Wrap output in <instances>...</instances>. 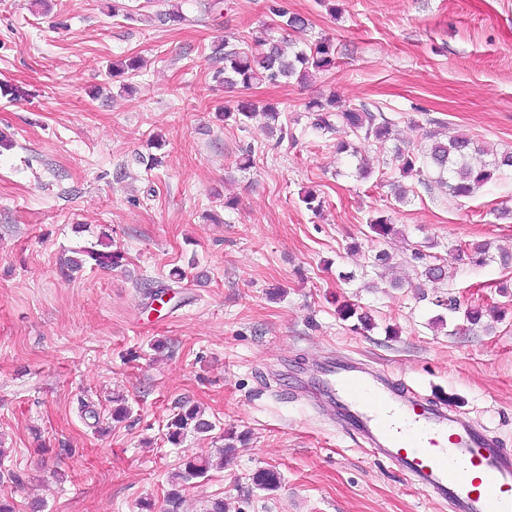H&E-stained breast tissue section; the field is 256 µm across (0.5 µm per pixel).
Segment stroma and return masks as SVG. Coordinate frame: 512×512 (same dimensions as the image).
I'll list each match as a JSON object with an SVG mask.
<instances>
[{
    "label": "stroma",
    "instance_id": "obj_1",
    "mask_svg": "<svg viewBox=\"0 0 512 512\" xmlns=\"http://www.w3.org/2000/svg\"><path fill=\"white\" fill-rule=\"evenodd\" d=\"M175 1L184 21L160 23ZM122 2L134 18L112 0H0V496L17 512L35 499L43 512H138L145 499L163 512L186 456L215 455L233 430L248 444L187 485L181 512L216 498L229 512H447L364 446L318 381L359 361L512 448V265L458 249L512 253V171L471 198L408 178L399 200L390 151L339 121L314 132L305 105L368 109L417 154L433 132L512 151V0ZM278 7L307 18L298 43L331 40L335 66L224 86L211 45L250 49ZM133 57L140 71L113 72ZM242 98L277 104L287 138L260 115L218 119ZM378 215L395 235L375 237ZM103 233L124 265L64 275L61 257ZM425 260L446 279L418 281ZM182 401L215 428L176 447L166 425ZM263 469L278 471L275 491L254 486Z\"/></svg>",
    "mask_w": 512,
    "mask_h": 512
}]
</instances>
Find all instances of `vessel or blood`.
<instances>
[{
    "label": "vessel or blood",
    "mask_w": 512,
    "mask_h": 512,
    "mask_svg": "<svg viewBox=\"0 0 512 512\" xmlns=\"http://www.w3.org/2000/svg\"><path fill=\"white\" fill-rule=\"evenodd\" d=\"M330 397L350 411L362 441L450 512H512V450L453 411L428 405L354 362L330 370Z\"/></svg>",
    "instance_id": "1"
}]
</instances>
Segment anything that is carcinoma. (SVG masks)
I'll list each match as a JSON object with an SVG mask.
<instances>
[{"mask_svg": "<svg viewBox=\"0 0 512 512\" xmlns=\"http://www.w3.org/2000/svg\"><path fill=\"white\" fill-rule=\"evenodd\" d=\"M276 16L281 18L278 27L283 30L300 33L306 29L307 20L300 15L278 10ZM211 58L224 63V67L218 71V74L224 75V83L248 89L257 82L276 84L294 76L303 82L314 73L331 67L333 50L331 43L326 40L316 42L307 50H289L283 41L267 33L255 39L254 48L249 51H240L224 43L215 44L211 47ZM306 108L313 115L312 126L318 130L331 129L329 117L334 115L357 137L371 138L381 145L391 140L388 121H377V116L366 109H339L332 96L312 100ZM254 111V103L242 99L233 109L224 110V117L235 114L241 121L250 118ZM392 152L399 177L417 176L422 179L426 172L434 170L438 174L437 183L447 187L452 196L460 198L474 196L492 182L497 173L512 168V152L494 151L478 144L465 133H457L446 140L435 138L421 155L406 151L398 143ZM369 228L377 236L385 237L394 231V224L388 217L380 215L369 220ZM100 246V250L93 246L78 250V257L68 259V267L79 270L86 264L102 269L121 266L124 252L112 247V240L105 233L102 234ZM464 249L470 252L471 259L479 266L488 260L490 247L486 243L459 246V250ZM189 429L197 434H207L213 430V423L199 408L182 405L167 424V441L172 445L180 444ZM209 469V460L192 455L186 457L183 469L170 476L171 489L166 495L167 512H178L182 500L180 488L205 477ZM280 480V474L272 469H263L253 475L254 485L261 490L277 489Z\"/></svg>", "mask_w": 512, "mask_h": 512, "instance_id": "carcinoma-1", "label": "carcinoma"}]
</instances>
